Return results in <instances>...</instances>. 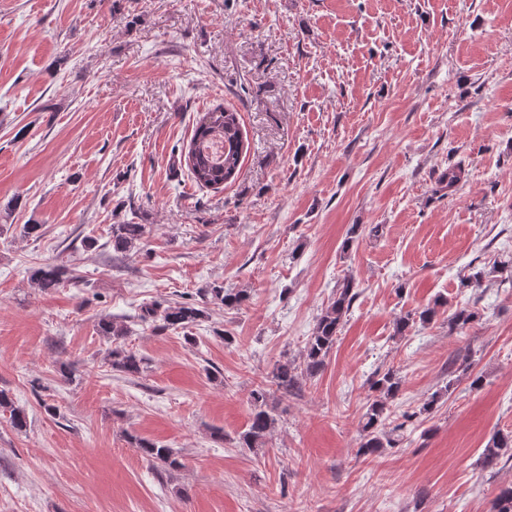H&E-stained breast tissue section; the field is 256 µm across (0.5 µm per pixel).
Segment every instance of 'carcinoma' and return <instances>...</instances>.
<instances>
[{
	"label": "carcinoma",
	"instance_id": "carcinoma-1",
	"mask_svg": "<svg viewBox=\"0 0 512 512\" xmlns=\"http://www.w3.org/2000/svg\"><path fill=\"white\" fill-rule=\"evenodd\" d=\"M244 150V140L238 112L226 107H218L205 113L193 130L188 146L182 153L183 161L191 178L199 185L220 188L232 182L238 175ZM146 227L143 224L112 225V248L118 253H127L144 244ZM30 281L40 291L59 288L70 281L68 272L57 266L47 264L32 270ZM355 281L347 276L336 287V293L328 305L321 311L311 336L306 343L302 365L288 361L279 363L272 372L271 383L275 391L288 393L299 384V376L306 373L314 375L325 365V360L336 345L337 337L356 298ZM204 298L213 304L237 307L247 300L241 291L226 290L221 286L209 288ZM205 310L193 305L178 303L165 308L158 304L144 307L141 319L160 318L163 327L185 329L204 317ZM437 315V309L428 307L418 316L410 314L396 320V332L403 336L415 323L426 324ZM477 314L466 307L456 309L448 321L454 327L463 329L476 320ZM99 332L108 339H120L127 335V327L110 317L98 323ZM112 368L126 375L134 376L141 372L143 359L133 351L114 349L111 351ZM402 380L393 369L375 373L370 388L374 392L362 415L360 455L367 457L380 449L391 445L386 432L389 419V404L401 392ZM269 388L258 386L251 392L253 412L248 429L239 437L240 447L256 451L263 447L267 436L274 428L276 418L271 412L268 399ZM0 411L9 414L12 428L23 431L27 428V416L23 409L15 406L9 395L0 390ZM134 445L148 463L174 470L179 466L176 452L168 446L149 438H134ZM512 453V434L495 433L488 441L482 453L481 464L492 469L500 458ZM491 512H512V486L503 487L492 503Z\"/></svg>",
	"mask_w": 512,
	"mask_h": 512
}]
</instances>
